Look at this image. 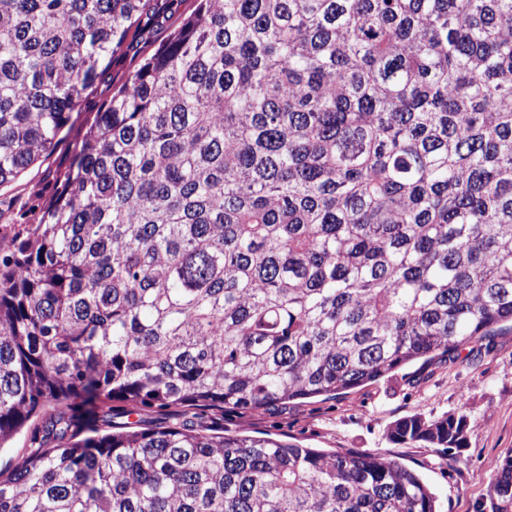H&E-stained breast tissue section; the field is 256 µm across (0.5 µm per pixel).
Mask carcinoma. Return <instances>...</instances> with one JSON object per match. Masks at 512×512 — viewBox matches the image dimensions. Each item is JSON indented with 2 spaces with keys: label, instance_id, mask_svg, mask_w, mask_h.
<instances>
[{
  "label": "carcinoma",
  "instance_id": "carcinoma-1",
  "mask_svg": "<svg viewBox=\"0 0 512 512\" xmlns=\"http://www.w3.org/2000/svg\"><path fill=\"white\" fill-rule=\"evenodd\" d=\"M0 0V512H436L364 452L75 409L336 395L512 323V0ZM132 67L80 118L113 57ZM464 413L400 418L457 468ZM490 512H512V454ZM66 163L67 148L66 144L62 143L46 161L35 164L11 186L0 190V241L6 242L7 247L13 235L12 222L16 213L27 206L31 208L37 204L34 198L36 192L46 197L51 195L52 175L57 168L64 167ZM181 410L171 408L161 411L155 408H145L137 413L129 414V406L119 401H112L107 404L97 402L96 406L93 407V411L96 414V424L102 433L118 431V427L124 426L123 424L125 423L138 422L142 427H150L161 421L168 420L180 413ZM53 409L47 407L16 434L9 442L0 448V470L3 477L8 476L16 464L25 456L29 455L35 448L30 444L32 432L45 420Z\"/></svg>",
  "mask_w": 512,
  "mask_h": 512
}]
</instances>
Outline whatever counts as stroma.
Returning <instances> with one entry per match:
<instances>
[{
	"mask_svg": "<svg viewBox=\"0 0 512 512\" xmlns=\"http://www.w3.org/2000/svg\"><path fill=\"white\" fill-rule=\"evenodd\" d=\"M67 163L59 146L11 186L0 190V241L10 242L17 212L51 195L55 170ZM466 411L469 427L461 455L466 463L449 472L434 449L396 444L387 437L399 418H437ZM101 432L126 423L149 427L173 417V410L145 408L130 413L114 401L95 410ZM198 422L228 434L288 440L304 447L368 452L396 459L417 472L436 496L437 512H480L493 478L490 461L512 454V326L470 343L454 358L435 357L406 365L378 382L335 396L300 399L249 412L199 409Z\"/></svg>",
	"mask_w": 512,
	"mask_h": 512,
	"instance_id": "35a3bbf8",
	"label": "stroma"
}]
</instances>
